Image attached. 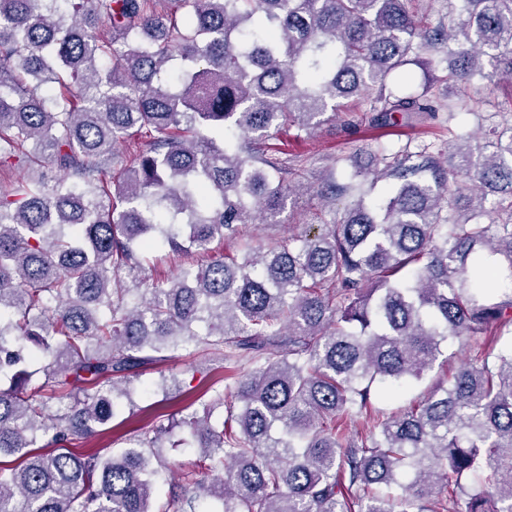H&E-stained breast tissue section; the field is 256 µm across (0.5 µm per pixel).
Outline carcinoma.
I'll list each match as a JSON object with an SVG mask.
<instances>
[{"label":"carcinoma","mask_w":512,"mask_h":512,"mask_svg":"<svg viewBox=\"0 0 512 512\" xmlns=\"http://www.w3.org/2000/svg\"><path fill=\"white\" fill-rule=\"evenodd\" d=\"M175 2L0 0V165L32 171L0 189V512H512V344L350 429L448 341L512 325V290L485 288L512 283V121L325 178V201H351L315 232L213 247L287 208L274 132L373 93L377 125L435 119L432 86L385 93L417 47L446 49L450 120L471 84L512 85V0H448L446 30L411 0ZM368 178L394 185L369 201ZM156 246L208 260L145 277ZM189 345L251 369L182 420L207 477L183 472L156 509L176 423L112 454L69 446ZM432 383V379H429L426 383L423 385L399 396L396 398H381L378 401H376L374 407L376 409V412L372 413V416L366 417L361 416L356 419L354 424H352V430H363V428L371 427L372 425L379 422V420H382L386 418L387 416L392 415L393 413L397 412L399 409L404 408L408 405L410 400L413 398H416L418 396H422L425 393H427L430 385Z\"/></svg>","instance_id":"obj_1"}]
</instances>
